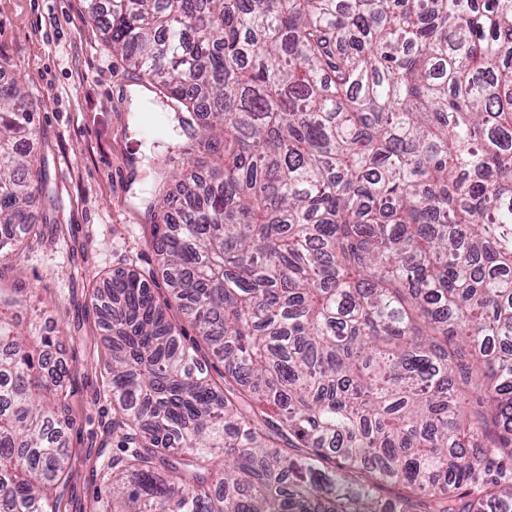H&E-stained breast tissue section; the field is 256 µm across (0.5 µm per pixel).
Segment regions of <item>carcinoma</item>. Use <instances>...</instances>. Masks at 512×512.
<instances>
[{
  "label": "carcinoma",
  "instance_id": "obj_1",
  "mask_svg": "<svg viewBox=\"0 0 512 512\" xmlns=\"http://www.w3.org/2000/svg\"><path fill=\"white\" fill-rule=\"evenodd\" d=\"M89 13L183 131L224 139L152 241L198 339L143 274L110 284L103 512H512V0ZM35 133L0 86V270L38 230ZM24 302L0 291V512H58L73 419Z\"/></svg>",
  "mask_w": 512,
  "mask_h": 512
}]
</instances>
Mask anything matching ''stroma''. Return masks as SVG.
<instances>
[{"instance_id": "35a3bbf8", "label": "stroma", "mask_w": 512, "mask_h": 512, "mask_svg": "<svg viewBox=\"0 0 512 512\" xmlns=\"http://www.w3.org/2000/svg\"><path fill=\"white\" fill-rule=\"evenodd\" d=\"M0 75L33 100L39 136L31 144L45 171L28 207L39 229L0 288L23 289L32 314L62 334L74 425L67 434L69 478L59 512H101L102 460L116 452L112 433L111 352L99 300L114 271L151 276L167 296L151 247L154 208L163 193L182 196L180 176L202 178L219 156L177 124L151 134L149 112L134 114L135 84L88 15L87 0H0Z\"/></svg>"}]
</instances>
